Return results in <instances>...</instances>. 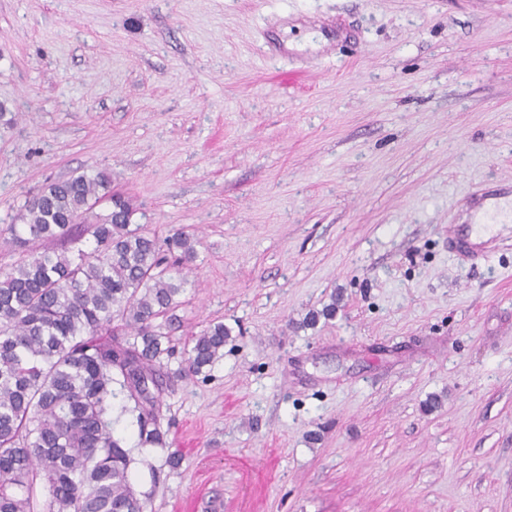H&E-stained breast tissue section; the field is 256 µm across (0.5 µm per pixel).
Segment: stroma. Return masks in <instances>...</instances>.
Listing matches in <instances>:
<instances>
[{
	"label": "stroma",
	"instance_id": "stroma-1",
	"mask_svg": "<svg viewBox=\"0 0 512 512\" xmlns=\"http://www.w3.org/2000/svg\"><path fill=\"white\" fill-rule=\"evenodd\" d=\"M0 104V269L83 170L199 241L168 448L114 401L152 512H512V239L448 251L512 187V0H0ZM496 194L480 191L474 203L479 209L477 223L452 224L448 227L449 252L463 262L488 261L499 249L504 224L512 223V207L505 209ZM231 336L223 322L209 324L199 335L192 337L193 345L185 354V375L197 376L210 369L224 355V343Z\"/></svg>",
	"mask_w": 512,
	"mask_h": 512
}]
</instances>
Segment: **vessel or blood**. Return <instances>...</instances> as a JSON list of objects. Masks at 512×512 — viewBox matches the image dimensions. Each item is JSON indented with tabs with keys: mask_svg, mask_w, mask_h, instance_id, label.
Returning a JSON list of instances; mask_svg holds the SVG:
<instances>
[{
	"mask_svg": "<svg viewBox=\"0 0 512 512\" xmlns=\"http://www.w3.org/2000/svg\"><path fill=\"white\" fill-rule=\"evenodd\" d=\"M474 201L479 209L478 222L448 227L449 251L463 262L489 260L503 240V226L512 223V208L502 207L496 194L482 191Z\"/></svg>",
	"mask_w": 512,
	"mask_h": 512,
	"instance_id": "1",
	"label": "vessel or blood"
}]
</instances>
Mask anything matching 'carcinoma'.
<instances>
[{
	"mask_svg": "<svg viewBox=\"0 0 512 512\" xmlns=\"http://www.w3.org/2000/svg\"><path fill=\"white\" fill-rule=\"evenodd\" d=\"M136 212L86 171L30 196L8 227L26 256L0 270V512H148L112 403L123 395L140 446L165 447L158 393L197 240L161 242ZM75 221L95 247L57 250ZM229 336L222 322L193 336L183 373L210 369Z\"/></svg>",
	"mask_w": 512,
	"mask_h": 512,
	"instance_id": "cac0c4a2",
	"label": "carcinoma"
}]
</instances>
